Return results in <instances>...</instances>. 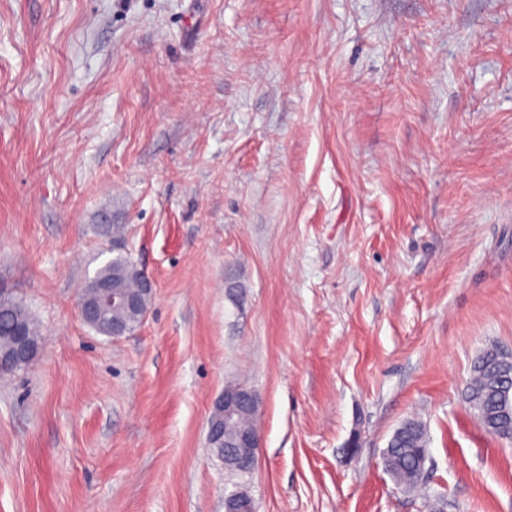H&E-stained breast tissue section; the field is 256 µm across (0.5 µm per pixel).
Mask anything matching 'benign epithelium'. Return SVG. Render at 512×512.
I'll return each instance as SVG.
<instances>
[{
    "instance_id": "obj_1",
    "label": "benign epithelium",
    "mask_w": 512,
    "mask_h": 512,
    "mask_svg": "<svg viewBox=\"0 0 512 512\" xmlns=\"http://www.w3.org/2000/svg\"><path fill=\"white\" fill-rule=\"evenodd\" d=\"M95 288L97 291L93 295L83 296L78 302L81 320L87 326L94 325L99 312L114 304L129 310H136L140 306L138 296L127 294L120 288L107 283H98ZM39 353V348L21 331L18 333L14 349L6 355L0 354V370L29 366L36 360ZM260 406L261 399L255 391L237 386L224 389V393L214 402L210 412L207 422V439L213 445L221 444V447L217 448L218 454L226 464L237 470L248 471L255 467V455L240 457L235 449L258 448L260 434L257 429L252 428L226 441L224 440L226 427L242 413L258 415Z\"/></svg>"
}]
</instances>
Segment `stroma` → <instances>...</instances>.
<instances>
[{
	"instance_id": "obj_1",
	"label": "stroma",
	"mask_w": 512,
	"mask_h": 512,
	"mask_svg": "<svg viewBox=\"0 0 512 512\" xmlns=\"http://www.w3.org/2000/svg\"><path fill=\"white\" fill-rule=\"evenodd\" d=\"M108 224L155 283L115 340L78 313ZM1 288L43 349L0 377V512H512L464 398L512 352V0H0ZM230 382L247 473L206 442ZM261 406L259 395L244 387L225 388L224 393L214 402L207 422V439L227 465L237 470H252L256 465L255 454L239 457L234 448H253L260 445V434L256 428H251L254 421L250 414L258 416ZM238 417L229 428V433L249 429L237 434L229 441L224 440L226 427ZM221 444L223 448L215 446ZM229 469V468H228ZM231 470V469H229ZM231 470V471H237ZM428 456L426 427L414 419L394 430L382 454L387 473L407 490H414L421 484L425 475L423 461Z\"/></svg>"
}]
</instances>
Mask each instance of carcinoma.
<instances>
[{
    "label": "carcinoma",
    "mask_w": 512,
    "mask_h": 512,
    "mask_svg": "<svg viewBox=\"0 0 512 512\" xmlns=\"http://www.w3.org/2000/svg\"><path fill=\"white\" fill-rule=\"evenodd\" d=\"M134 260L116 256L101 266L89 279V285L99 280L120 282L125 289L136 292L140 281L132 273ZM25 324L35 339H40L37 326L30 319L22 302L0 306V350L8 348L19 324ZM465 399L482 428L500 439L512 440V359L489 348L475 360L467 384ZM387 473L397 485L416 489L424 479L423 461L428 459V437L425 425L407 420L398 426L382 454Z\"/></svg>",
    "instance_id": "cac0c4a2"
}]
</instances>
